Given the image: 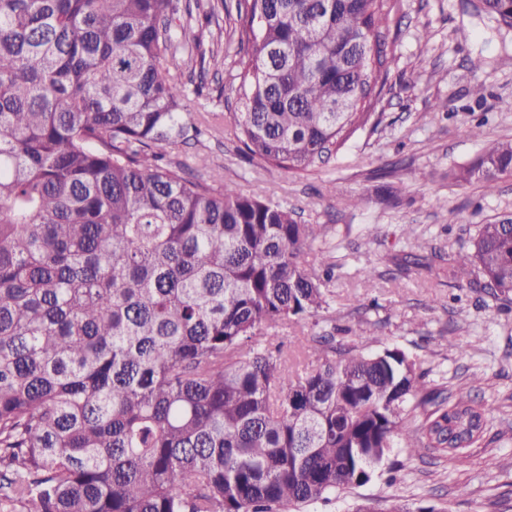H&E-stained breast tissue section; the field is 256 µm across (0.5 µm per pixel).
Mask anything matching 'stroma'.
<instances>
[{
  "instance_id": "35a3bbf8",
  "label": "stroma",
  "mask_w": 512,
  "mask_h": 512,
  "mask_svg": "<svg viewBox=\"0 0 512 512\" xmlns=\"http://www.w3.org/2000/svg\"><path fill=\"white\" fill-rule=\"evenodd\" d=\"M389 7L388 78L375 115L329 160L291 174L242 152L224 125L239 100L235 18L226 14L203 35L219 47L209 67L217 81L186 100L202 134L165 156L186 176L244 193L264 187L299 222L329 225L313 252L335 265L328 289L336 319L318 316L281 331L285 349L329 332L355 345L361 335L380 336L420 360L425 392L469 390L489 414L467 464L398 447L391 468L303 512H354L364 502H397L409 512H512V303L447 273L449 254L479 225L512 216V176L490 193L453 177L489 143L512 139V28L481 12L479 0H389ZM477 84L480 100L471 93ZM413 250L426 256L424 265L404 266ZM366 266L372 279L360 276Z\"/></svg>"
}]
</instances>
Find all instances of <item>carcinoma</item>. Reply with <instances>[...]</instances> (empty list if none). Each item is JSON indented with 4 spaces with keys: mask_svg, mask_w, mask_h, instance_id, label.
Masks as SVG:
<instances>
[{
    "mask_svg": "<svg viewBox=\"0 0 512 512\" xmlns=\"http://www.w3.org/2000/svg\"><path fill=\"white\" fill-rule=\"evenodd\" d=\"M389 0H237L225 124L299 173L365 126ZM222 2L0 0V512H287L369 482L394 438L467 460L485 410L418 396L420 362L277 331L329 312L325 224L156 164L201 130L176 73ZM482 10L512 28V0ZM512 141L455 173L493 190ZM448 280L512 301V219ZM423 420L416 423V411Z\"/></svg>",
    "mask_w": 512,
    "mask_h": 512,
    "instance_id": "carcinoma-1",
    "label": "carcinoma"
}]
</instances>
